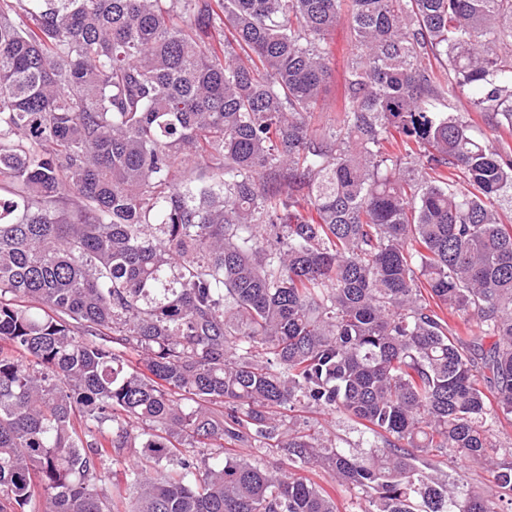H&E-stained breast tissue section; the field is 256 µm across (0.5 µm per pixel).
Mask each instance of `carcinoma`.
<instances>
[{
  "label": "carcinoma",
  "instance_id": "carcinoma-1",
  "mask_svg": "<svg viewBox=\"0 0 512 512\" xmlns=\"http://www.w3.org/2000/svg\"><path fill=\"white\" fill-rule=\"evenodd\" d=\"M511 136L512 0H0V512H512ZM330 44L333 51L331 61L332 74L327 83V90L319 109L315 112L316 125L324 126L334 124L337 108L342 104L345 95V72L347 60L353 52V43L349 26L340 23L330 35ZM320 423H322L326 428L335 432L340 437L349 441L351 446H355L356 444L362 443V436L356 430L353 423L348 422L343 417H340L336 414H327L323 413L317 416ZM307 475L314 482L332 492L334 498L340 506V509L342 510L341 512H354L358 510L359 499L354 497V493L344 491L338 487L336 482L333 480L331 473L327 469L317 467L311 472L307 473Z\"/></svg>",
  "mask_w": 512,
  "mask_h": 512
}]
</instances>
